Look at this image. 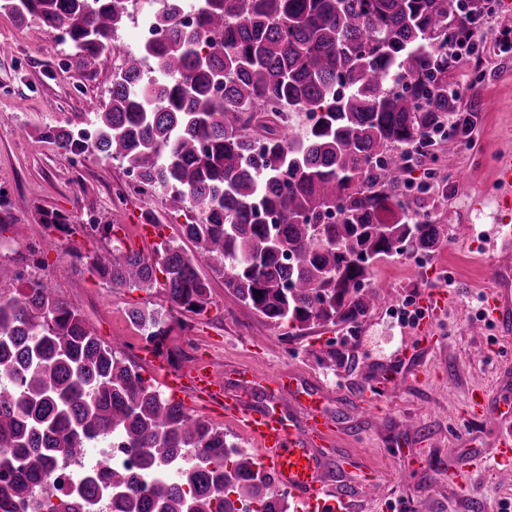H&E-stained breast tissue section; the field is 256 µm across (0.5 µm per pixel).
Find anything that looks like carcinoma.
<instances>
[{
	"mask_svg": "<svg viewBox=\"0 0 512 512\" xmlns=\"http://www.w3.org/2000/svg\"><path fill=\"white\" fill-rule=\"evenodd\" d=\"M195 11L184 25L179 9ZM486 0H173L150 16L158 41L126 53L93 142L50 133L65 152L118 162L190 212L181 238L147 257L85 256L114 288L165 276L169 309L128 320L159 344L173 311H204L201 263L277 328L360 324L375 264L430 257L448 236L426 209L453 166L442 130L448 44ZM0 10L66 33L76 66L109 64L130 17L120 0H0ZM304 113V134L289 132ZM434 163L430 181L408 174ZM417 194H412V188ZM135 453L140 475L92 467L70 494L38 485L93 443ZM224 430L194 418L117 356L39 279L0 287V512H285L259 463L226 451Z\"/></svg>",
	"mask_w": 512,
	"mask_h": 512,
	"instance_id": "cac0c4a2",
	"label": "carcinoma"
}]
</instances>
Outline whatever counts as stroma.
Listing matches in <instances>:
<instances>
[{"instance_id": "35a3bbf8", "label": "stroma", "mask_w": 512, "mask_h": 512, "mask_svg": "<svg viewBox=\"0 0 512 512\" xmlns=\"http://www.w3.org/2000/svg\"><path fill=\"white\" fill-rule=\"evenodd\" d=\"M487 5L481 56L451 69L453 85L463 92L460 109L477 112L478 121L469 143L451 144L447 196L427 202L448 231L447 248L421 266L405 257L378 262L376 307L357 327L275 328L237 301L223 273L207 267L210 304L198 314L175 313L163 342L170 364L186 368L208 359L232 390L237 373L248 369L271 375L292 370L319 388L339 450L375 479L373 491H355L350 512H389L393 502L398 512H501V504L512 506V480H498L487 466L499 419L493 412L470 416L468 408L478 386L492 400H512V335L492 328L481 336L470 332L495 262L488 227L460 234L472 223V199L493 193L497 155L512 150V52L494 49L496 36L512 29V0ZM51 34L40 22L0 11V42L11 48L0 54V263L28 270L54 288L104 343L118 342L122 357L151 378L155 371L143 350L133 347L140 332L127 312L167 310L164 289L112 287L92 275L82 257L112 246L97 225H113L122 246L148 255L154 243L179 238L187 218L160 192L148 201H113V189L128 178L123 168L88 152L77 162L58 148L53 132L68 130L78 138L91 131L95 112L109 100L112 72L68 65ZM55 212L84 225V232L48 229ZM145 218L154 226L148 241L140 232ZM445 288L450 298L436 320L399 323L406 302L422 305L432 290ZM285 336L292 351L281 348ZM189 337L196 343L190 355L183 348ZM452 448L463 451L455 479L444 468Z\"/></svg>"}]
</instances>
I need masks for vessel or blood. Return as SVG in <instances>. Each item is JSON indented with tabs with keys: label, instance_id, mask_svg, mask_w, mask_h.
Returning a JSON list of instances; mask_svg holds the SVG:
<instances>
[{
	"label": "vessel or blood",
	"instance_id": "vessel-or-blood-1",
	"mask_svg": "<svg viewBox=\"0 0 512 512\" xmlns=\"http://www.w3.org/2000/svg\"><path fill=\"white\" fill-rule=\"evenodd\" d=\"M496 190L491 201L475 200L477 218L493 222L499 249L512 252V150L502 151L495 160ZM482 323L512 326V312L504 296L487 291L482 301ZM247 387L275 382L279 393L288 395L291 406L272 401L252 408L241 397L224 387L208 360L202 359L185 369L164 368L163 383L171 397L187 406L218 399L224 403V417L240 427L255 443L262 471L278 493L286 496L293 512H348V491L337 490L326 466L327 450L334 446V430L321 408L320 392L303 385L295 373L268 378L254 370L242 372ZM495 467L512 475V430L499 434Z\"/></svg>",
	"mask_w": 512,
	"mask_h": 512
}]
</instances>
